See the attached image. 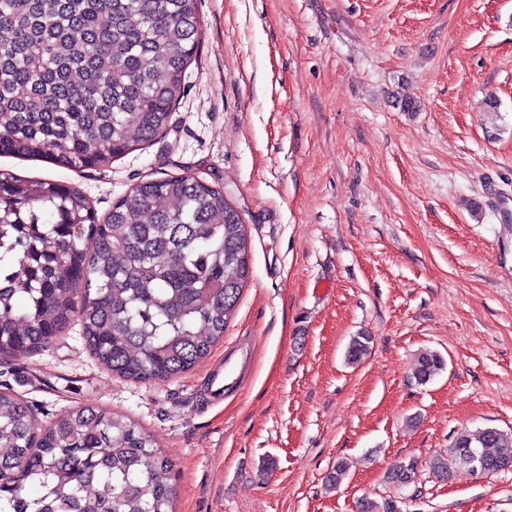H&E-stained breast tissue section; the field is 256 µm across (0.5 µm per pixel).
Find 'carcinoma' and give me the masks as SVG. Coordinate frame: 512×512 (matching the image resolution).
Listing matches in <instances>:
<instances>
[{
	"label": "carcinoma",
	"instance_id": "carcinoma-1",
	"mask_svg": "<svg viewBox=\"0 0 512 512\" xmlns=\"http://www.w3.org/2000/svg\"><path fill=\"white\" fill-rule=\"evenodd\" d=\"M197 0H0V155L102 169L171 124L197 48ZM250 276L246 225L224 193L189 176L137 183L103 219L76 187L0 171V351L43 348L78 321L110 370L170 379L204 359ZM371 337L351 338L355 364ZM445 369L420 353L421 385ZM512 470L495 427L456 432L430 468ZM171 463L149 435L79 407L43 429L0 391V512H173ZM347 475L344 460L325 485ZM413 462L386 475L415 483ZM360 512H402L367 497Z\"/></svg>",
	"mask_w": 512,
	"mask_h": 512
}]
</instances>
